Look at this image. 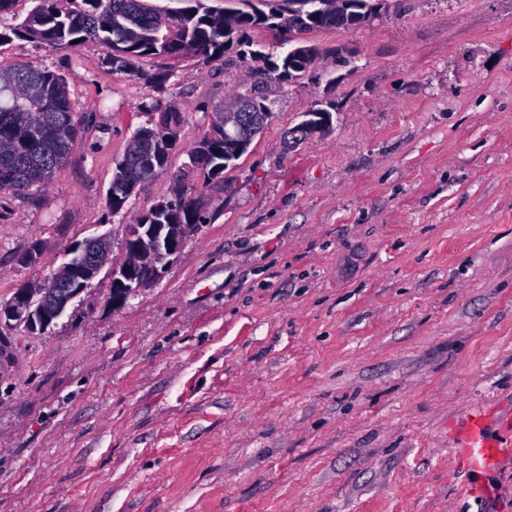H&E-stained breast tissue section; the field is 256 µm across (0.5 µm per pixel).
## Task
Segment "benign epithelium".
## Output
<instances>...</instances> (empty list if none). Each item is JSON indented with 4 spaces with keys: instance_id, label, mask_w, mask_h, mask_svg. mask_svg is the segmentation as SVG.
<instances>
[{
    "instance_id": "benign-epithelium-1",
    "label": "benign epithelium",
    "mask_w": 512,
    "mask_h": 512,
    "mask_svg": "<svg viewBox=\"0 0 512 512\" xmlns=\"http://www.w3.org/2000/svg\"><path fill=\"white\" fill-rule=\"evenodd\" d=\"M305 9L317 15L336 19V30L345 31L355 18L351 9L354 0H309ZM306 119L290 130L293 142L299 144L331 126V115L326 112H307ZM266 115L257 113L251 101L237 98L224 107L219 125L210 129L197 143L199 149L189 157L186 167L192 169L202 154V146L218 136L224 137V159L232 160L248 149L259 134ZM179 128L171 123L142 134L154 151L141 156L145 166L153 165V152L165 153L168 145L178 137ZM199 228L197 224H130L124 243L125 257L109 270L111 302L122 307L142 290L157 283L182 252L188 238ZM103 238L86 239L71 247L67 261L63 262L42 283L25 284L17 288L11 299L0 306V328L22 324L32 332L47 330L65 312L106 266L108 255L101 248Z\"/></svg>"
}]
</instances>
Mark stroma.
Returning a JSON list of instances; mask_svg holds the SVG:
<instances>
[{
    "mask_svg": "<svg viewBox=\"0 0 512 512\" xmlns=\"http://www.w3.org/2000/svg\"><path fill=\"white\" fill-rule=\"evenodd\" d=\"M302 39L317 68L265 86L272 116L196 190L207 222L159 282L116 308L103 271L45 333H0V512H512V455L457 458L472 414L493 439L512 420V0H387ZM104 56L0 41V64L63 75L92 117L48 186L0 197V303L88 237L121 261L257 79L233 50ZM170 104L167 172L112 213L131 136ZM325 107L330 132L289 146Z\"/></svg>",
    "mask_w": 512,
    "mask_h": 512,
    "instance_id": "stroma-1",
    "label": "stroma"
}]
</instances>
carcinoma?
<instances>
[{
  "instance_id": "1",
  "label": "carcinoma",
  "mask_w": 512,
  "mask_h": 512,
  "mask_svg": "<svg viewBox=\"0 0 512 512\" xmlns=\"http://www.w3.org/2000/svg\"><path fill=\"white\" fill-rule=\"evenodd\" d=\"M290 0L269 12L236 11L233 22L224 13L207 8L158 9L148 0H37V6L13 34L56 48L91 41L105 49V61L116 70H132L136 59L146 56L209 58L224 52L234 42L245 43L255 27L288 25L284 10ZM266 78L280 80L290 73L288 57H273L253 51ZM0 194L25 196L47 186L67 163L74 147L89 126L90 116L74 111L62 75L34 64L0 67ZM136 131L115 167L107 192L109 207L117 211L134 193L137 184L151 180L167 169L168 156L146 170L137 156L147 144ZM204 182L224 174V139L207 147L198 159ZM194 200L179 196L169 200L163 212H150L144 224H203Z\"/></svg>"
}]
</instances>
